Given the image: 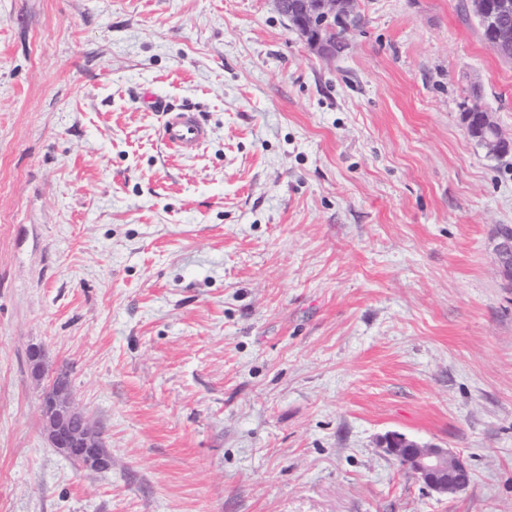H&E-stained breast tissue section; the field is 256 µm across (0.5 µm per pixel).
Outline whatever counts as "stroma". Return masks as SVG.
Returning a JSON list of instances; mask_svg holds the SVG:
<instances>
[{"instance_id": "35a3bbf8", "label": "stroma", "mask_w": 512, "mask_h": 512, "mask_svg": "<svg viewBox=\"0 0 512 512\" xmlns=\"http://www.w3.org/2000/svg\"><path fill=\"white\" fill-rule=\"evenodd\" d=\"M358 11L324 61L272 0H0V512H512V153L463 121L512 137V64L460 0ZM63 366L108 469L48 441ZM144 101L157 112H165L166 120L161 136L166 145L177 155L196 151L206 140L208 131L198 115L189 108H176L169 101L146 95ZM478 121L483 130H492L490 135H483L480 146L486 151L489 156H500L508 153L511 150V139L507 138L498 124L493 120L489 112H477ZM477 117L474 116L470 122L463 115V120L469 135L477 140L481 137L482 131L478 130ZM495 254L497 259L498 271L501 278L512 282V238L508 236H498L495 245ZM385 448L430 491L454 494L470 484V469L448 449L424 446L397 433L387 435Z\"/></svg>"}]
</instances>
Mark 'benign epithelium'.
I'll use <instances>...</instances> for the list:
<instances>
[{"mask_svg":"<svg viewBox=\"0 0 512 512\" xmlns=\"http://www.w3.org/2000/svg\"><path fill=\"white\" fill-rule=\"evenodd\" d=\"M274 5L311 52L323 59L336 56L331 19L348 20L356 13L354 0H274ZM476 8L486 42L498 53L512 52V26L508 24L512 0H477ZM477 117L482 128L491 131L480 141L488 155L496 157L512 150V140L490 113L480 112ZM495 254L501 278L511 283L512 238L498 236ZM44 430L52 447L83 467L95 470L108 463L100 452L102 429L74 407L69 387H60L53 407L44 413ZM385 448L428 490L439 495L457 493L470 484L468 465L446 448L424 446L397 433L387 435Z\"/></svg>","mask_w":512,"mask_h":512,"instance_id":"7a95c632","label":"benign epithelium"}]
</instances>
